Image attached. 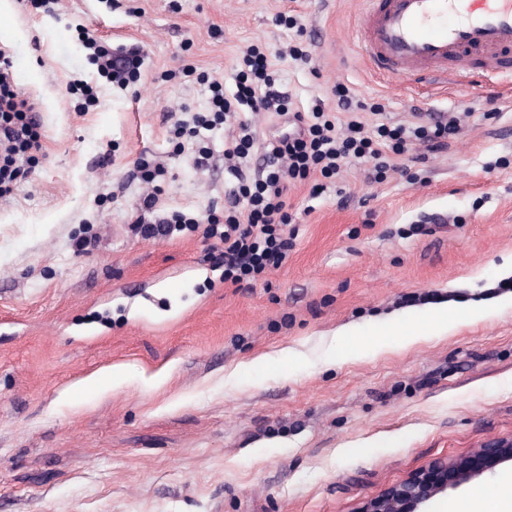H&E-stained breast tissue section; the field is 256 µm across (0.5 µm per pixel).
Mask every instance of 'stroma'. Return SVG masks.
Listing matches in <instances>:
<instances>
[{
	"mask_svg": "<svg viewBox=\"0 0 512 512\" xmlns=\"http://www.w3.org/2000/svg\"><path fill=\"white\" fill-rule=\"evenodd\" d=\"M2 23L42 149L0 197V512H359L434 459L512 435V306L495 304L512 292L511 87L376 74L356 0H59L50 14L0 0ZM91 37L139 50L138 80L101 78ZM290 45L308 61L273 69L294 109H334L344 87L368 127L444 113L460 130L437 153L408 145L380 182L363 163L316 199L291 185L286 260L239 287L205 234L237 126L212 132L200 169L171 120L208 111L212 83L233 93L248 47ZM141 159L164 168L156 215L196 224L137 230ZM476 300L490 313L445 336L363 347L387 315L413 327ZM344 326L361 353L336 352ZM510 479L475 478L433 510ZM145 218H138L136 224H143L141 232L146 237H170L176 231H182L186 224H196L197 219L188 217L187 214L174 211L171 214L155 220L153 223H145Z\"/></svg>",
	"mask_w": 512,
	"mask_h": 512,
	"instance_id": "obj_1",
	"label": "stroma"
}]
</instances>
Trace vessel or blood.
Listing matches in <instances>:
<instances>
[{"mask_svg": "<svg viewBox=\"0 0 512 512\" xmlns=\"http://www.w3.org/2000/svg\"><path fill=\"white\" fill-rule=\"evenodd\" d=\"M363 56L373 71L405 78L424 76L428 66L456 84L478 76L512 84V65L502 49H512V0H360ZM485 49L479 72L448 69L449 52Z\"/></svg>", "mask_w": 512, "mask_h": 512, "instance_id": "b4317fda", "label": "vessel or blood"}]
</instances>
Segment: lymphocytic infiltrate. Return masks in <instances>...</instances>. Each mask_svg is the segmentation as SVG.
<instances>
[{"instance_id": "1", "label": "lymphocytic infiltrate", "mask_w": 512, "mask_h": 512, "mask_svg": "<svg viewBox=\"0 0 512 512\" xmlns=\"http://www.w3.org/2000/svg\"><path fill=\"white\" fill-rule=\"evenodd\" d=\"M243 71L233 95H225L222 85L211 84L209 114H198L192 120H177L178 137L201 145L195 161L206 166L211 152L203 145L218 123L236 112H271L285 120L287 127L264 149L263 179L249 182L238 162L247 158L254 139L247 121H240L238 139L225 142L224 156L231 160L233 185L224 197V213L207 220L205 233L216 239L220 248L215 263L224 268L225 281L240 284L257 280L268 269L278 267L288 254V240L282 234L290 224L288 188L313 175L335 177L342 165L355 161L372 162L373 178H383L393 166L392 158L404 152L408 143L419 139L429 151L443 148L449 136L457 131L455 120L435 121L433 127L403 124L379 125L368 129L354 114L355 106L348 92H340L336 109L348 113L343 125H336L323 107L307 113L290 109L287 91L277 87L266 53L250 49L242 57ZM9 61L0 62V194L16 181L40 150L39 120L30 103L12 84Z\"/></svg>"}]
</instances>
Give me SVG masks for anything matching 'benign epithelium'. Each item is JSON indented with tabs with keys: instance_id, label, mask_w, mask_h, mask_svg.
Instances as JSON below:
<instances>
[{
	"instance_id": "obj_1",
	"label": "benign epithelium",
	"mask_w": 512,
	"mask_h": 512,
	"mask_svg": "<svg viewBox=\"0 0 512 512\" xmlns=\"http://www.w3.org/2000/svg\"><path fill=\"white\" fill-rule=\"evenodd\" d=\"M509 462L512 436L481 445L464 457L437 459L424 472L366 500L359 512H430L439 495Z\"/></svg>"
}]
</instances>
